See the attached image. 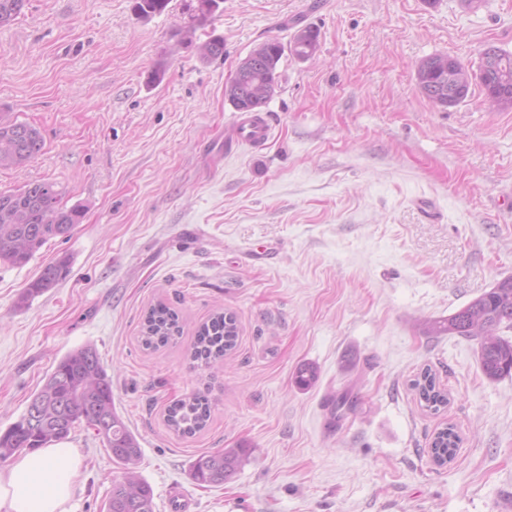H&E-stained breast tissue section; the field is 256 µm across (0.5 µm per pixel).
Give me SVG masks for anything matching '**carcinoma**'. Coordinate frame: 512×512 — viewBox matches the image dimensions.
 <instances>
[{
	"label": "carcinoma",
	"instance_id": "carcinoma-1",
	"mask_svg": "<svg viewBox=\"0 0 512 512\" xmlns=\"http://www.w3.org/2000/svg\"><path fill=\"white\" fill-rule=\"evenodd\" d=\"M171 0H135L133 10L140 19L164 13ZM26 0H0V28L10 25L22 12ZM318 47V32L305 27L295 35L289 51L297 58L312 56ZM283 44L269 39L253 50L238 66L224 94L235 110L264 107L278 86L277 67ZM422 93L447 108L464 100L478 83L492 106L512 107V54L489 48L478 69L470 70L455 58L433 55L422 60L416 71ZM44 148L41 131L27 123L0 118V168L19 167ZM62 192L48 182H30L12 192L0 191V263L24 266L53 238H68L82 219L77 208L60 205ZM69 260L61 258L42 267L21 295L28 301L55 287L66 278ZM429 330L477 341L483 374L490 380L512 375V341L503 333L512 330V277H507L474 298ZM178 314L159 304L148 310L141 325V342L147 348L167 344L179 335ZM240 327L230 312L214 314L196 330L191 360L208 367L237 346ZM419 400L428 410L448 406V392L439 386L428 368L414 382ZM359 398L343 392L330 402V413L339 420L356 411ZM210 417V401L203 393L174 400L167 407V425L181 435L202 430ZM85 421L125 470L124 480L112 483L107 512H154L153 490L132 471L141 448L135 434L118 413L112 399V376L95 348L82 347L62 356L33 394L18 421L0 432V460L25 449L35 451L51 442L68 438L75 424ZM460 437L452 427L439 430L431 443L434 461H451ZM249 449L226 448L199 455L191 464V479L200 486L221 485L231 479L247 459Z\"/></svg>",
	"mask_w": 512,
	"mask_h": 512
}]
</instances>
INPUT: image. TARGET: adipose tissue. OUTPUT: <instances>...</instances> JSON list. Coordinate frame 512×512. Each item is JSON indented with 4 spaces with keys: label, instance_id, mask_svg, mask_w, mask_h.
Masks as SVG:
<instances>
[{
    "label": "adipose tissue",
    "instance_id": "ef3b65f1",
    "mask_svg": "<svg viewBox=\"0 0 512 512\" xmlns=\"http://www.w3.org/2000/svg\"><path fill=\"white\" fill-rule=\"evenodd\" d=\"M79 469L75 449L61 442L16 459L0 471V512H74Z\"/></svg>",
    "mask_w": 512,
    "mask_h": 512
}]
</instances>
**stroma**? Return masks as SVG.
<instances>
[{
    "label": "stroma",
    "instance_id": "35a3bbf8",
    "mask_svg": "<svg viewBox=\"0 0 512 512\" xmlns=\"http://www.w3.org/2000/svg\"><path fill=\"white\" fill-rule=\"evenodd\" d=\"M190 3L144 20L133 0H28L0 28V116L45 141L0 190L48 181L84 212L27 265L0 264V430L91 345L155 512H173L174 489L193 512H512V376L488 380L475 340L425 331L512 276V109L477 86L443 108L416 80L429 56L474 69L487 48L512 53V0H223L202 26ZM308 26L318 49L281 58L266 147L225 148L239 63ZM214 37L224 54L204 59ZM263 245L273 259L249 262ZM63 257L68 276L21 301ZM159 303L183 331L147 350ZM222 310L238 345L197 366L195 330ZM307 363L319 377L301 388ZM426 367L448 393L436 414L411 387ZM346 390L359 406L331 422ZM195 391L210 419L176 434L166 409ZM447 426L461 442L441 467L430 446ZM68 442L75 512H107L124 469L86 424ZM242 445L231 480H191L197 456Z\"/></svg>",
    "mask_w": 512,
    "mask_h": 512
}]
</instances>
